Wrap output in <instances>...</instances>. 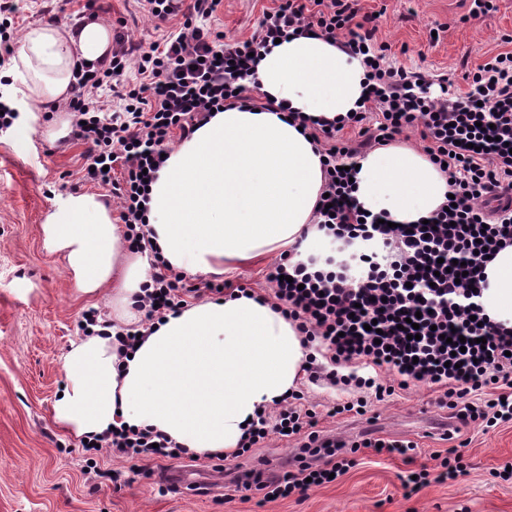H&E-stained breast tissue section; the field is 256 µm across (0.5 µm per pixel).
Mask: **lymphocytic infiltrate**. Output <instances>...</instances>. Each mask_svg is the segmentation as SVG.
Listing matches in <instances>:
<instances>
[{
  "label": "lymphocytic infiltrate",
  "mask_w": 512,
  "mask_h": 512,
  "mask_svg": "<svg viewBox=\"0 0 512 512\" xmlns=\"http://www.w3.org/2000/svg\"><path fill=\"white\" fill-rule=\"evenodd\" d=\"M143 2L157 40H134L126 21L117 20L111 51L76 63V84L63 105L73 139L86 147L83 178L117 199L127 240L139 251L151 245L149 183L174 139L189 138L213 112L234 107L290 117L323 158L315 223L350 256L310 254L294 262L284 255L266 280L277 310L303 338L307 382L347 394L329 417L365 415L396 389L423 384L462 427L512 423V327L488 316L479 292L489 257L512 245V51L489 57L472 72L469 90L452 94L447 76L419 64L391 65L388 45L377 41L374 18L361 13L358 0H274L244 40L213 27L222 0ZM309 33L339 40L366 68V93L345 119L314 120L252 94L256 54L275 39ZM108 92L118 110L105 100ZM347 128L356 138H344ZM414 132L430 161L443 166L456 205L437 209L433 223L391 228L357 205L349 170L373 148ZM150 265L139 306L146 322L218 291L212 282L172 273L160 254ZM303 400L295 388L275 411L257 414L229 458L273 436L299 441L301 456L270 479L258 465L244 471L236 491L303 496L345 473L341 441L321 434ZM98 448L146 461L184 455L165 435L131 427L82 446L87 454Z\"/></svg>",
  "instance_id": "1"
}]
</instances>
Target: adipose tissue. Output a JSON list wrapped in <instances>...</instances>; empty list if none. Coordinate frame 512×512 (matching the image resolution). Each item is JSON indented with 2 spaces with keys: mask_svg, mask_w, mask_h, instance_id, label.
Instances as JSON below:
<instances>
[{
  "mask_svg": "<svg viewBox=\"0 0 512 512\" xmlns=\"http://www.w3.org/2000/svg\"><path fill=\"white\" fill-rule=\"evenodd\" d=\"M111 48L112 31L100 22L77 33L53 22L26 29L10 70L25 90L6 100L20 113L17 127L67 101L75 59L92 62ZM365 82L359 59L316 36L271 47L255 68L261 95L330 119L356 110ZM359 164L357 203L393 223H415L446 200L448 180L421 150L381 146ZM323 180L321 157L297 127L270 112L224 110L172 147L159 170L149 203L153 241L172 268L203 275L295 245L309 254L324 238L310 228ZM123 231L102 195L88 191L60 198L42 224L47 251L60 257L77 293L107 298L129 324L149 264L129 251ZM485 275L486 312L512 327V245ZM304 358L301 335L270 304L205 299L155 324L128 358L108 337L71 342L54 418L79 439L124 423L165 434L192 455L228 453L248 419L295 388Z\"/></svg>",
  "mask_w": 512,
  "mask_h": 512,
  "instance_id": "1",
  "label": "adipose tissue"
}]
</instances>
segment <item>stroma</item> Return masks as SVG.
<instances>
[{
  "label": "stroma",
  "instance_id": "stroma-1",
  "mask_svg": "<svg viewBox=\"0 0 512 512\" xmlns=\"http://www.w3.org/2000/svg\"><path fill=\"white\" fill-rule=\"evenodd\" d=\"M104 22L124 18L135 38L146 42L158 33L138 0H97ZM272 0H223L216 27L244 39L253 32ZM364 13L376 15L378 41L389 45L394 65L422 63L447 75L454 89L467 91L465 71L508 51L512 0L473 19L471 0H359ZM440 40L431 43L430 32ZM50 113H41L23 150L10 133L0 134V512H512V479L500 472L512 464V423L482 431L472 426L445 441L436 422L445 416L431 403L427 387L396 390L376 404L372 418L328 417L332 391L306 387L310 408L324 433L353 441L369 433L417 443L415 464H431L435 453L455 449L464 474L430 482L406 495L401 482L409 469L401 457L359 448L355 463L335 482L311 488L302 498L264 500L262 492L234 491L224 474L213 494L158 493L152 480L160 462L99 454L100 475L85 471L78 442L57 425L54 400L64 383L61 358L81 334L88 308L78 297L62 264L43 247L44 213L68 193L86 190L80 179L83 145L51 140Z\"/></svg>",
  "mask_w": 512,
  "mask_h": 512
}]
</instances>
